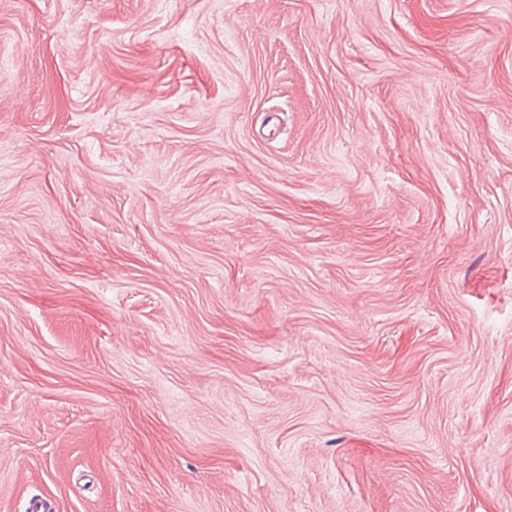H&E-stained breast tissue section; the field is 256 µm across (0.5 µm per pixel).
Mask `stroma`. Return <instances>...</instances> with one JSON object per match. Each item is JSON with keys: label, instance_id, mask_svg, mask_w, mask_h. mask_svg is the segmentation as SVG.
<instances>
[{"label": "stroma", "instance_id": "stroma-1", "mask_svg": "<svg viewBox=\"0 0 512 512\" xmlns=\"http://www.w3.org/2000/svg\"><path fill=\"white\" fill-rule=\"evenodd\" d=\"M37 496L512 512V0H0V512Z\"/></svg>", "mask_w": 512, "mask_h": 512}]
</instances>
